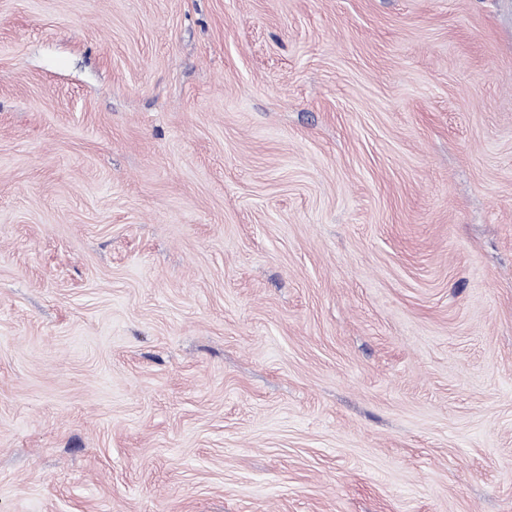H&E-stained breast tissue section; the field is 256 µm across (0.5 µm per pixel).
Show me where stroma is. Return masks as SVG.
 I'll list each match as a JSON object with an SVG mask.
<instances>
[{"mask_svg":"<svg viewBox=\"0 0 512 512\" xmlns=\"http://www.w3.org/2000/svg\"><path fill=\"white\" fill-rule=\"evenodd\" d=\"M0 512H512V0H0Z\"/></svg>","mask_w":512,"mask_h":512,"instance_id":"obj_1","label":"stroma"}]
</instances>
